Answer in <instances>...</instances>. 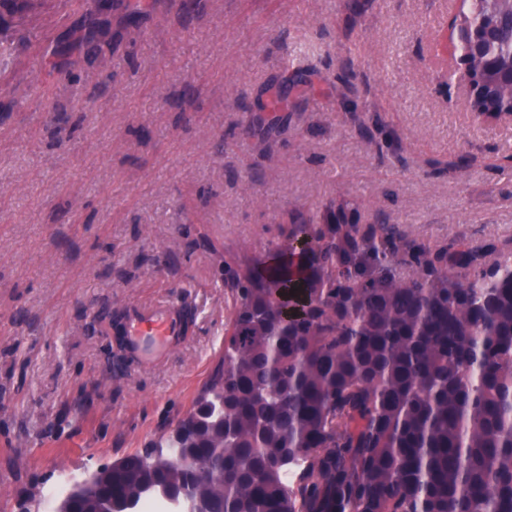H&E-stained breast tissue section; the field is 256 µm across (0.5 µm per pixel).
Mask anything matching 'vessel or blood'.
Here are the masks:
<instances>
[{"label":"vessel or blood","instance_id":"obj_1","mask_svg":"<svg viewBox=\"0 0 512 512\" xmlns=\"http://www.w3.org/2000/svg\"><path fill=\"white\" fill-rule=\"evenodd\" d=\"M183 333L180 312L169 304L142 306L126 318L129 348L147 364L163 358L180 341Z\"/></svg>","mask_w":512,"mask_h":512}]
</instances>
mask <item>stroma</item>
Here are the masks:
<instances>
[{"label":"stroma","mask_w":512,"mask_h":512,"mask_svg":"<svg viewBox=\"0 0 512 512\" xmlns=\"http://www.w3.org/2000/svg\"><path fill=\"white\" fill-rule=\"evenodd\" d=\"M75 42L65 0L0 21V512L142 451L224 350V258L262 255L297 210L347 200L429 241L512 238V121L478 120L438 0H152ZM314 96L258 109L287 47ZM354 79H347V72ZM168 302L191 323L147 365L109 317Z\"/></svg>","instance_id":"35a3bbf8"}]
</instances>
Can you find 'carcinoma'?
Here are the masks:
<instances>
[{
	"mask_svg": "<svg viewBox=\"0 0 512 512\" xmlns=\"http://www.w3.org/2000/svg\"><path fill=\"white\" fill-rule=\"evenodd\" d=\"M472 110L512 113V0H460ZM93 52L101 21L75 0ZM151 0H107L135 22ZM289 89L266 110L286 112ZM430 244L344 200L224 260V353L172 430L91 472L55 512L191 485L209 512H512V240ZM295 293H290V290ZM181 451L195 470H175ZM154 456L153 464L142 455Z\"/></svg>",
	"mask_w": 512,
	"mask_h": 512,
	"instance_id": "obj_1",
	"label": "carcinoma"
}]
</instances>
